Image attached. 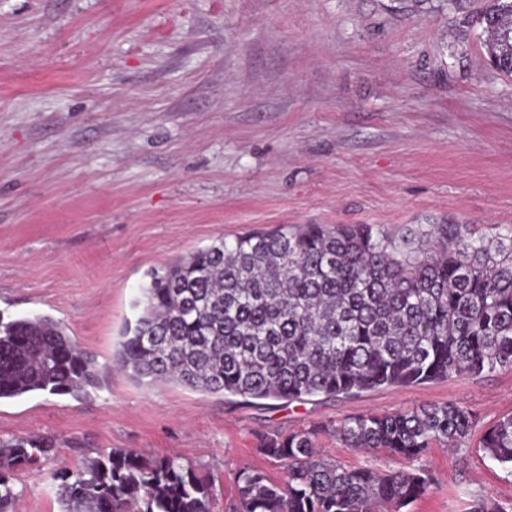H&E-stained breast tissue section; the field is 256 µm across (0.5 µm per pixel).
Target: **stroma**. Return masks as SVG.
I'll return each instance as SVG.
<instances>
[{"label":"stroma","mask_w":512,"mask_h":512,"mask_svg":"<svg viewBox=\"0 0 512 512\" xmlns=\"http://www.w3.org/2000/svg\"><path fill=\"white\" fill-rule=\"evenodd\" d=\"M463 10L406 0H0V320L47 314L101 368L87 395L0 400V440L53 439L14 476V512H63L52 471L133 449L215 480H278L265 438L316 429L348 469L393 470L339 440L365 414L460 404L478 435L512 415V369L302 401L136 381L112 358L152 271L282 225L512 226V77ZM471 440L418 461L433 479L401 512H512V471Z\"/></svg>","instance_id":"1"}]
</instances>
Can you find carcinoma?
Wrapping results in <instances>:
<instances>
[{
    "instance_id": "obj_1",
    "label": "carcinoma",
    "mask_w": 512,
    "mask_h": 512,
    "mask_svg": "<svg viewBox=\"0 0 512 512\" xmlns=\"http://www.w3.org/2000/svg\"><path fill=\"white\" fill-rule=\"evenodd\" d=\"M480 24L493 66L512 76V0H490ZM117 365L151 383L299 401L402 389L512 367V227L489 241L467 224L283 225L222 239L151 274ZM93 355L48 315L0 323V400L33 392L79 396L100 385ZM474 415L448 403L344 420L349 448L406 463L442 444L464 447ZM315 432L268 437L285 465L273 481L239 475L233 512H394L432 484L420 468L347 469L320 457ZM482 448L512 467V417ZM47 439L0 441V512L13 476L54 458ZM65 512H212L213 482L178 457L114 450L53 473Z\"/></svg>"
}]
</instances>
